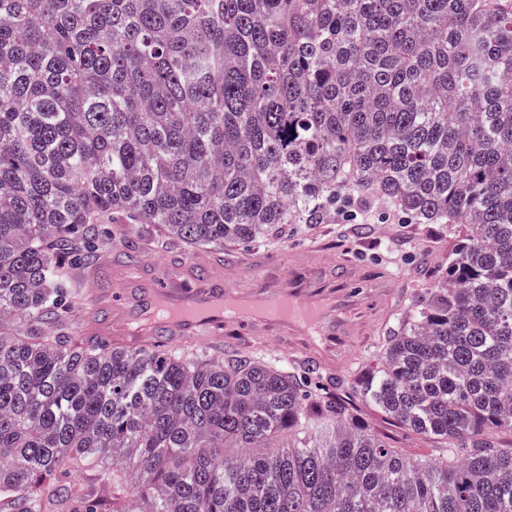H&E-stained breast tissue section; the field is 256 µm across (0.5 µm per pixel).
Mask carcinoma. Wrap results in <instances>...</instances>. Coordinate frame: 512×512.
Instances as JSON below:
<instances>
[{
    "label": "carcinoma",
    "instance_id": "carcinoma-1",
    "mask_svg": "<svg viewBox=\"0 0 512 512\" xmlns=\"http://www.w3.org/2000/svg\"><path fill=\"white\" fill-rule=\"evenodd\" d=\"M343 197L459 229L351 386L81 330L130 229L222 261ZM500 433L512 0H0V512H512ZM360 407L359 415L361 418L379 433L386 436V441L390 445L401 448L406 456L419 458L427 455L429 448H433L434 444L431 440L393 425L379 410L364 405Z\"/></svg>",
    "mask_w": 512,
    "mask_h": 512
}]
</instances>
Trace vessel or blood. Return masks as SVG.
Listing matches in <instances>:
<instances>
[{
  "label": "vessel or blood",
  "instance_id": "1",
  "mask_svg": "<svg viewBox=\"0 0 512 512\" xmlns=\"http://www.w3.org/2000/svg\"><path fill=\"white\" fill-rule=\"evenodd\" d=\"M356 280L351 266L340 265L332 284L312 285L294 279L272 285L257 283L248 292L224 281L222 265L190 259L156 270L141 260L135 275L113 274L104 265L88 282L89 304L107 300L106 318L87 323L93 336H109L116 349L140 345L150 337L177 342L193 336H220L234 323L282 327L307 337L308 356L333 362L337 337L354 329L349 287Z\"/></svg>",
  "mask_w": 512,
  "mask_h": 512
}]
</instances>
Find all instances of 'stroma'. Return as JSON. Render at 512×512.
Masks as SVG:
<instances>
[{"label":"stroma","instance_id":"stroma-1","mask_svg":"<svg viewBox=\"0 0 512 512\" xmlns=\"http://www.w3.org/2000/svg\"><path fill=\"white\" fill-rule=\"evenodd\" d=\"M353 209L356 219L344 221L336 217L313 232L292 233L286 241L259 244L231 254L232 265L224 270L229 283H238L240 267L267 253L275 258L270 274L279 280L330 279L331 271L324 265L328 257L349 258L362 280L387 277L392 292L388 306L375 305L363 295L353 308L355 321L369 328L370 334L362 340L349 337L340 340L335 350L337 362L332 370L339 378L349 377L356 368L373 361L386 327L401 316L414 294L442 276L454 245L450 231L444 230L439 237H431L425 225L401 223L398 212L386 204L357 202ZM359 414L406 456H425L433 446L431 440L393 425L373 407H361Z\"/></svg>","mask_w":512,"mask_h":512}]
</instances>
